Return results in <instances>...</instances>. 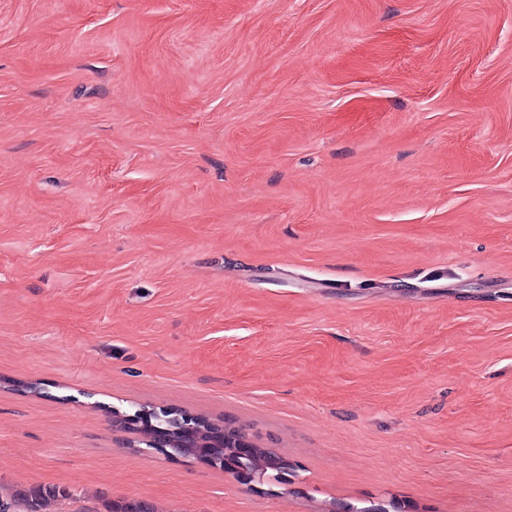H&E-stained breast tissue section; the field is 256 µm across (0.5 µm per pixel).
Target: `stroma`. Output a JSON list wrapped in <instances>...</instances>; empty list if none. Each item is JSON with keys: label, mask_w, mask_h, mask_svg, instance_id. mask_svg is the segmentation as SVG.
I'll list each match as a JSON object with an SVG mask.
<instances>
[{"label": "stroma", "mask_w": 512, "mask_h": 512, "mask_svg": "<svg viewBox=\"0 0 512 512\" xmlns=\"http://www.w3.org/2000/svg\"><path fill=\"white\" fill-rule=\"evenodd\" d=\"M231 419L235 474L115 424ZM53 512H512V0H0V487ZM171 415L175 414L161 409H159V412H157L154 409L145 410L144 408L142 413H139L135 420H132L136 421V423H140V427L137 429V431L143 435L145 438L143 441L147 442L146 445H148L149 448H154L151 446V441L154 435L159 432L160 429L172 431L179 427L176 423L175 416L170 418L169 416ZM210 446L214 448V452L220 451V453L224 457V461L222 463L220 461H211L208 462L210 465H212L213 467L224 469L225 462L226 471H230L232 473L236 472L239 475H241L245 480H250L253 478V475L251 473L261 477L268 474L271 471L276 472V474L278 475L280 471L272 468L267 462L271 455H276L283 462H286L282 457L271 451H259L256 454H254L256 448H260V446L254 441L250 440L246 435L230 436L228 434H223L220 437L211 441ZM247 457L250 458L243 460V463L251 473L248 472L245 468L239 466L234 460H230V458L242 459ZM63 496V491L54 487L31 486L28 488H16L6 493V497L12 505L13 512H50L51 504L58 497Z\"/></svg>", "instance_id": "obj_1"}]
</instances>
